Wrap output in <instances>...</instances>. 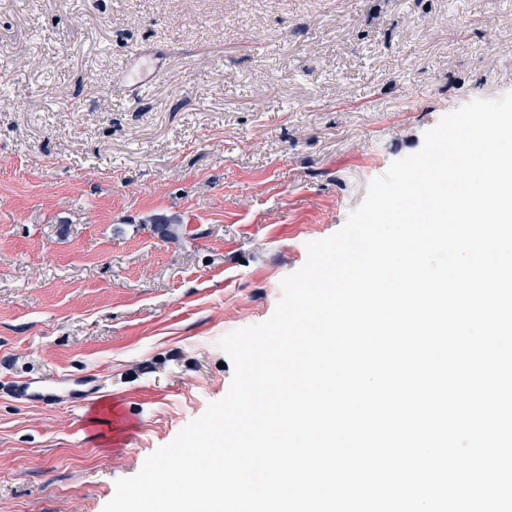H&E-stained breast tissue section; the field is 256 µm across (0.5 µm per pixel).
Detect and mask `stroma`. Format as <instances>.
Returning a JSON list of instances; mask_svg holds the SVG:
<instances>
[{
	"instance_id": "35a3bbf8",
	"label": "stroma",
	"mask_w": 512,
	"mask_h": 512,
	"mask_svg": "<svg viewBox=\"0 0 512 512\" xmlns=\"http://www.w3.org/2000/svg\"><path fill=\"white\" fill-rule=\"evenodd\" d=\"M0 58V512H103L226 394L220 338L307 243L512 91V0H0ZM89 374L100 401L9 391Z\"/></svg>"
}]
</instances>
